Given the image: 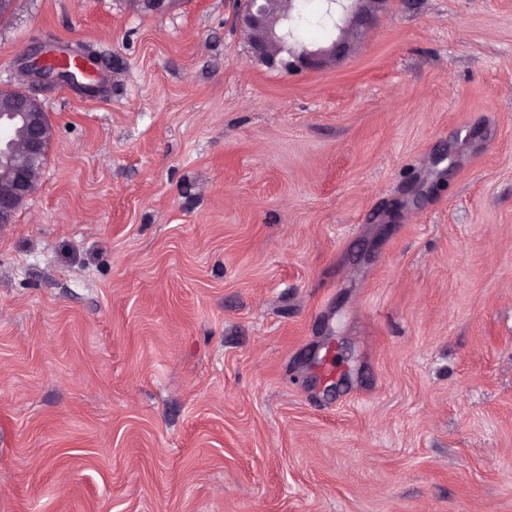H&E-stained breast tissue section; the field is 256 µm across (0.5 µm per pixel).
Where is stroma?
<instances>
[{
	"label": "stroma",
	"instance_id": "obj_1",
	"mask_svg": "<svg viewBox=\"0 0 512 512\" xmlns=\"http://www.w3.org/2000/svg\"><path fill=\"white\" fill-rule=\"evenodd\" d=\"M1 87L54 136L0 226V512H512V0L300 73L228 0H14ZM20 69L26 76L31 78L33 82L44 86L69 88L80 91L84 94L87 93L93 95L100 94L104 90L103 79H99L96 83L89 84L79 80L80 77L83 78L81 75H77L73 80L62 83L59 75L63 78H72L74 75L63 70H58V75L55 70H50L49 67H46L42 63L40 57L29 56L22 58L20 60Z\"/></svg>",
	"mask_w": 512,
	"mask_h": 512
}]
</instances>
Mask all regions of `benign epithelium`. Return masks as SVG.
Here are the masks:
<instances>
[{
  "instance_id": "obj_1",
  "label": "benign epithelium",
  "mask_w": 512,
  "mask_h": 512,
  "mask_svg": "<svg viewBox=\"0 0 512 512\" xmlns=\"http://www.w3.org/2000/svg\"><path fill=\"white\" fill-rule=\"evenodd\" d=\"M247 12L237 16L251 53L258 60L273 66L307 71L328 68L354 52L359 36L370 27L386 0H334L338 36L330 44L287 47L293 39L291 16H278L270 8L271 0H249ZM21 71L34 82L52 87L69 88L84 94L97 95L104 90V80L93 84L74 78L62 82L56 71L46 67L39 57L20 60ZM53 137V128L44 111L34 105V98L21 89L0 111V169L6 172L0 180V224L13 223L18 208L31 195L42 173V158Z\"/></svg>"
}]
</instances>
